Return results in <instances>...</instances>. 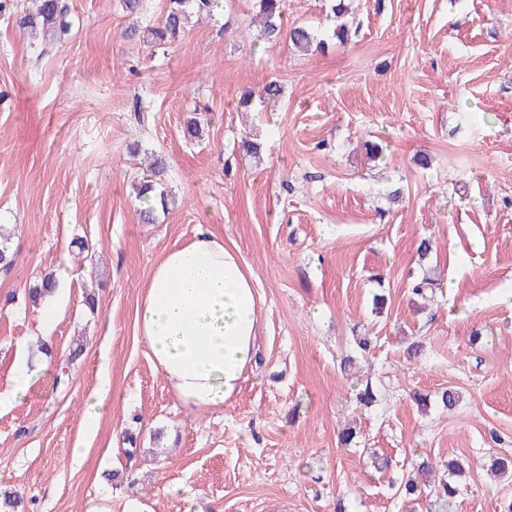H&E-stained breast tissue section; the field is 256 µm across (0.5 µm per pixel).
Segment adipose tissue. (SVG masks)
<instances>
[{
    "instance_id": "adipose-tissue-1",
    "label": "adipose tissue",
    "mask_w": 512,
    "mask_h": 512,
    "mask_svg": "<svg viewBox=\"0 0 512 512\" xmlns=\"http://www.w3.org/2000/svg\"><path fill=\"white\" fill-rule=\"evenodd\" d=\"M261 320L253 273L235 248L206 233L161 256L136 310L154 369L193 410L223 409L239 392Z\"/></svg>"
}]
</instances>
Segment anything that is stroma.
I'll return each instance as SVG.
<instances>
[{"mask_svg": "<svg viewBox=\"0 0 512 512\" xmlns=\"http://www.w3.org/2000/svg\"><path fill=\"white\" fill-rule=\"evenodd\" d=\"M67 3L72 31L46 49L16 24L32 0L0 13V233L17 255L0 270V392L20 367L37 375L0 409V491L26 512H505L512 476L489 466L512 455V0H352V41L305 56L264 37L255 0H223L162 48L127 32L165 0L136 15ZM271 80L278 103L237 111ZM192 116L204 132L188 142ZM251 133L257 166L239 150ZM155 157L177 204L143 224L133 190ZM202 231L237 249L263 314L254 365L214 411L178 402L135 324L155 263ZM425 238L428 301L411 291ZM48 270L45 324L25 291ZM363 335L372 348L346 375ZM45 336L63 362L39 355ZM446 387L451 410L434 400ZM418 454L441 472L468 463L461 494L402 503Z\"/></svg>", "mask_w": 512, "mask_h": 512, "instance_id": "obj_1", "label": "stroma"}]
</instances>
